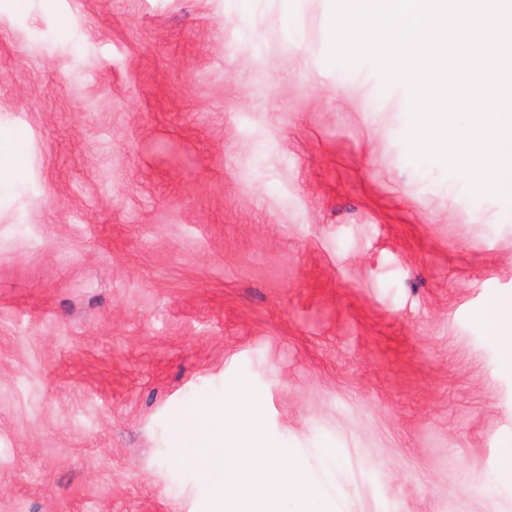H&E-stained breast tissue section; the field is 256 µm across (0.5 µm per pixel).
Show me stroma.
I'll use <instances>...</instances> for the list:
<instances>
[{
    "label": "stroma",
    "mask_w": 512,
    "mask_h": 512,
    "mask_svg": "<svg viewBox=\"0 0 512 512\" xmlns=\"http://www.w3.org/2000/svg\"><path fill=\"white\" fill-rule=\"evenodd\" d=\"M331 8L0 0V512H204L174 421L239 375L332 512H512V199ZM497 342L504 365L512 369V295L500 296L481 316Z\"/></svg>",
    "instance_id": "1"
}]
</instances>
